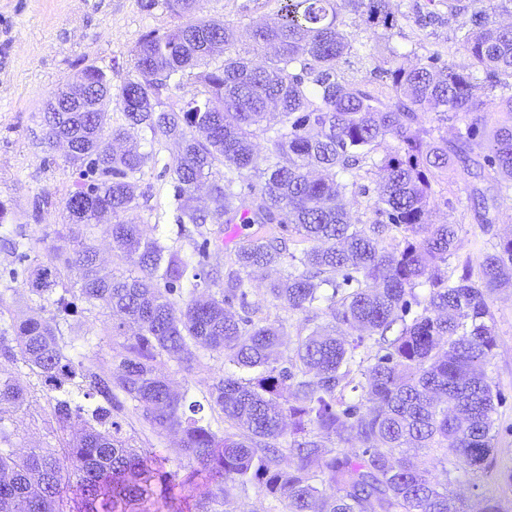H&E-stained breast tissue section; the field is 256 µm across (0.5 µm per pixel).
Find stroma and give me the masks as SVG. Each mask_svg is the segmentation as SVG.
<instances>
[{
	"label": "stroma",
	"mask_w": 512,
	"mask_h": 512,
	"mask_svg": "<svg viewBox=\"0 0 512 512\" xmlns=\"http://www.w3.org/2000/svg\"><path fill=\"white\" fill-rule=\"evenodd\" d=\"M279 7L278 0H206L204 13L232 28L235 48L243 51L252 45L249 33L253 27L272 22ZM392 8L399 15L393 37L384 39L362 27L354 31L365 67L388 59L393 47L414 60L434 56L445 63L466 64L454 42L453 25L419 26L417 15L430 11L429 0H392ZM182 22L181 16L161 7L144 11L141 0H0V202L14 217L13 224L0 227V296L9 308L7 320L23 321L36 307V297L13 287L10 274L23 267L20 253L42 260L50 247L66 245L64 201L81 179L78 170L68 165L64 148L48 147L44 140L41 116L47 100L89 66L101 68L113 86H121L133 75L132 51L141 37L151 30L168 31ZM130 144L150 156L138 182L134 221L150 237L155 224H163L167 247L192 251L193 241L183 236L176 221L170 167L177 144L152 137L144 129L134 133ZM433 190L429 222L456 225L463 254H469L473 262L481 261L482 249L512 235V195L497 200L498 220L486 226L478 223L469 183L458 171L451 168L440 173ZM44 194L51 197L52 205L40 219H33V204ZM17 234L25 244L20 253L12 247ZM206 236L205 262L211 268L233 263L236 249L250 241L247 231L236 224L208 225ZM280 272L275 266L255 273L248 300L256 317L284 325L282 354L288 357L312 323L269 294L268 285ZM492 312L499 338V348L487 368L496 395L494 467L479 478L455 469L448 472L450 489L467 499L472 512H480L489 497L499 501L502 512H512V288L493 295ZM106 321L102 309H88L82 302L77 314L60 328L65 340L74 342L88 362L95 363L123 349V338L105 336ZM200 357V363L189 368L169 358L161 364L174 388L191 400L203 399L211 385L231 369L221 356L204 351ZM0 378L17 382L29 397L27 408L8 406L0 412L16 451L59 448L75 438L76 429L62 427L52 415V392L40 377L21 362L0 356ZM119 420L124 436L133 438L137 447L159 450L166 457L167 469L187 467L179 435L152 433L140 422L132 401H125Z\"/></svg>",
	"instance_id": "1"
}]
</instances>
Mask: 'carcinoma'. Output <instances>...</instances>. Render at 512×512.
Returning <instances> with one entry per match:
<instances>
[{"label": "carcinoma", "instance_id": "1", "mask_svg": "<svg viewBox=\"0 0 512 512\" xmlns=\"http://www.w3.org/2000/svg\"><path fill=\"white\" fill-rule=\"evenodd\" d=\"M203 2L141 0L148 12L162 7L189 19L143 35L133 50L135 77L117 90L90 66L62 88L69 97L46 105V144L70 140L68 162L98 179L66 198L68 246L27 269L22 287L41 304L0 327V355L48 382L54 416L82 433L60 450L18 453L0 422V512H224L232 491L252 482L283 512H469L414 455L434 454L445 474L448 463L472 475L491 470L495 405L486 366L499 339L490 299L512 288V237L483 255L478 272L467 261L453 278L457 226L427 224L425 215L432 181L450 164L470 180L483 224L497 221L488 197L512 190V25L491 20L512 14V0H478L470 12L448 0V18L468 14L456 33L468 65L411 63L393 47L365 82L338 70L355 41L342 15L386 33L398 25L390 0H282L278 21L253 30L245 53L232 49L229 27L203 16ZM187 76L204 91L176 108L164 93ZM479 86L489 102L475 98ZM113 102L125 125L110 130ZM427 105L437 122L462 115L465 127L450 141L435 136L438 128L420 121ZM139 129L179 145L171 166L178 223L231 224L245 214L250 224L288 225L307 247L297 256L286 238L257 236L221 274L205 270L201 249L182 253L144 236L128 214L149 155L111 148ZM260 134L272 144L263 158ZM370 165L383 176L367 225L351 220L346 198ZM204 184L209 206L200 209ZM100 224L137 275L100 274L97 248L84 235ZM277 264L289 270L270 295L309 321L320 311L334 321L299 341L289 367L281 363L283 325L226 310L236 301L249 312L251 274ZM221 279L222 298L206 294ZM423 286L420 301L415 289ZM77 299L106 311L107 336L138 328L124 352L87 364L63 341L58 319L77 312ZM411 299L423 309L410 319ZM196 344L253 376L226 374L204 401L188 400L158 358L190 365ZM348 389L361 391L360 406L346 402ZM120 393L157 435L180 433L196 468L182 476L132 445L112 419L123 409ZM25 401L22 388L0 379V406ZM210 413L227 423L224 432L213 429ZM326 435L355 440L362 452L329 448ZM199 479L209 490L192 508Z\"/></svg>", "mask_w": 512, "mask_h": 512}]
</instances>
